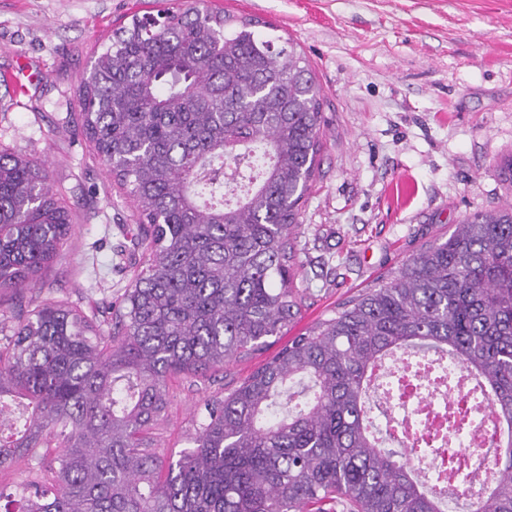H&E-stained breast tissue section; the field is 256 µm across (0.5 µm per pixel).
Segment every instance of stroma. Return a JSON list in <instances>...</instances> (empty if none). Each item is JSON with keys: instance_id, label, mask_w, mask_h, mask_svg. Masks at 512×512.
<instances>
[{"instance_id": "obj_1", "label": "stroma", "mask_w": 512, "mask_h": 512, "mask_svg": "<svg viewBox=\"0 0 512 512\" xmlns=\"http://www.w3.org/2000/svg\"><path fill=\"white\" fill-rule=\"evenodd\" d=\"M193 0H0V147L44 164L71 212L54 264L0 309L63 301L101 312L147 256L136 206L78 125L94 51L132 15ZM268 21L293 43L323 102L325 140L303 200L294 285L303 306L262 353L168 381L158 449L188 448L207 399L227 395L291 337L396 272L477 211L512 202L498 176L512 155V0H208Z\"/></svg>"}]
</instances>
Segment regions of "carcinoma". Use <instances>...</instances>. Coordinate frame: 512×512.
Returning a JSON list of instances; mask_svg holds the SVG:
<instances>
[{
    "label": "carcinoma",
    "instance_id": "obj_1",
    "mask_svg": "<svg viewBox=\"0 0 512 512\" xmlns=\"http://www.w3.org/2000/svg\"><path fill=\"white\" fill-rule=\"evenodd\" d=\"M268 23L207 6L132 16L79 88L83 133L137 206L149 251L101 324L46 301L1 312L0 468L34 464L27 506L4 512H446L424 455L370 431L373 368L398 351H444L474 372L471 410L512 425V204L477 211L397 272L293 337L239 387L204 404L179 458L154 448L167 378L205 375L288 331L293 231L323 149L322 102L293 45ZM70 212L45 167L0 150V288L19 299L59 255ZM309 379L313 399L289 403ZM448 413L426 442L455 444ZM56 442L47 480L40 478ZM469 512H512V440Z\"/></svg>",
    "mask_w": 512,
    "mask_h": 512
}]
</instances>
